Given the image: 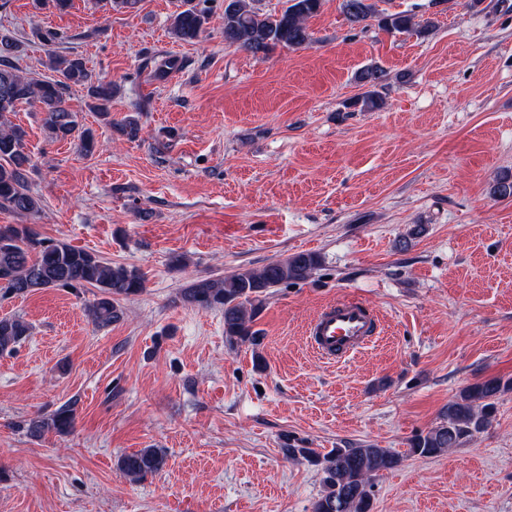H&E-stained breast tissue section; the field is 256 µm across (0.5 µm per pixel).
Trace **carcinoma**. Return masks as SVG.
<instances>
[{
  "mask_svg": "<svg viewBox=\"0 0 512 512\" xmlns=\"http://www.w3.org/2000/svg\"><path fill=\"white\" fill-rule=\"evenodd\" d=\"M190 2L183 0L185 9L171 16L169 32L182 42L196 40L207 21L206 11ZM253 2L229 0L224 8L226 43L254 55H266L280 45L298 48L309 44L306 21L319 12L322 0H287L289 5L279 14L261 12ZM341 7L353 26L375 16L379 26L390 32L424 36L433 26L429 20L417 23L404 13L379 17L375 0H342ZM18 48L15 40L0 37V210L27 214L39 208V201L28 186L31 157L26 150V132L10 119L19 105L40 104L48 139H75L85 154L94 153L98 141L91 130L79 127L76 113L66 106V94L71 87L86 89L90 109L127 139H137L141 126L133 116L112 121V83L94 78L83 58L52 54L49 66L57 76L39 80L23 74L14 65ZM144 68L150 69L152 80L164 81L179 69V61L174 57L160 61L148 58ZM382 77L383 72L377 67H367L358 73V81L368 87L359 99L361 110L381 106L377 86ZM317 266V256L297 253L259 270L199 279L183 289L181 299L193 307L222 311L224 336L229 344L254 342L256 333L251 323L260 295L289 281L307 280ZM145 282L144 274L136 268L113 266L83 249L41 238L25 224L0 225V288L8 294L24 296L54 287L94 288L97 298L87 306V315L97 325L108 326L121 317L119 300L141 293ZM30 333L29 323L21 317H0V353L13 350ZM511 387L512 382L498 378L464 387L448 403L439 424L411 440L410 453L436 457L483 432L491 423L498 396ZM75 420L74 405L66 404L29 420L27 430L35 437L47 433L65 436L73 431ZM287 452L321 465L324 492L313 504L312 512H369L373 477L399 463L398 456L389 450L371 445L333 448L324 455L311 448H289ZM166 460L165 449L142 448L121 456L118 466L127 477L138 481L160 472Z\"/></svg>",
  "mask_w": 512,
  "mask_h": 512,
  "instance_id": "carcinoma-1",
  "label": "carcinoma"
}]
</instances>
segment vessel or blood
<instances>
[{
    "mask_svg": "<svg viewBox=\"0 0 512 512\" xmlns=\"http://www.w3.org/2000/svg\"><path fill=\"white\" fill-rule=\"evenodd\" d=\"M381 320L366 302L347 297L321 308L306 329L310 348L321 358L340 361L372 341Z\"/></svg>",
    "mask_w": 512,
    "mask_h": 512,
    "instance_id": "obj_1",
    "label": "vessel or blood"
}]
</instances>
